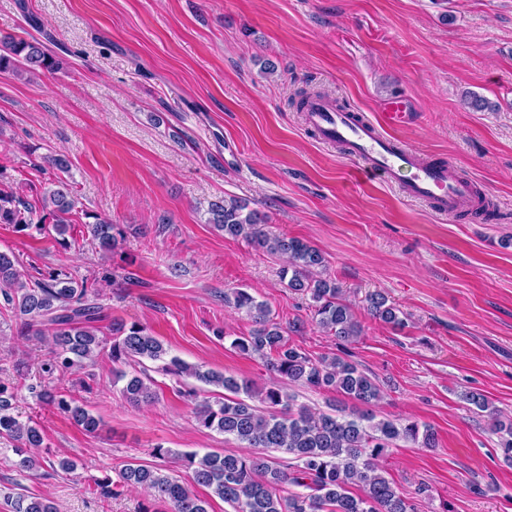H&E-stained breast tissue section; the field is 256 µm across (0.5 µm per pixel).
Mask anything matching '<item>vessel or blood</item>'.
Listing matches in <instances>:
<instances>
[{
  "mask_svg": "<svg viewBox=\"0 0 512 512\" xmlns=\"http://www.w3.org/2000/svg\"><path fill=\"white\" fill-rule=\"evenodd\" d=\"M305 121L322 143L338 145L360 165V173L396 185L413 200L438 213L459 216L482 210L476 184L444 163L425 161L390 131L407 119L401 100L388 102L379 120L369 121L328 98L311 100Z\"/></svg>",
  "mask_w": 512,
  "mask_h": 512,
  "instance_id": "b4317fda",
  "label": "vessel or blood"
}]
</instances>
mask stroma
<instances>
[{"mask_svg": "<svg viewBox=\"0 0 512 512\" xmlns=\"http://www.w3.org/2000/svg\"><path fill=\"white\" fill-rule=\"evenodd\" d=\"M27 33L51 37L62 68L0 72V168L36 204L54 177L38 159L67 158L76 245L0 224V251L26 269L95 281L109 319L142 324L171 354L261 391L273 377L231 347L254 324L225 304V290L248 289L281 323L302 322L289 339L313 357L337 350L308 297L282 281V256L207 222L219 197L265 213L269 232L319 249L343 289L363 326L350 358L383 388L377 417L437 436L432 448L388 449L387 477L416 512H512V462L461 398L483 394L512 417V0H0V37ZM302 90L373 120L387 101L406 100L410 119L392 136L471 177L500 221L443 216L359 176L357 162L306 126L295 106ZM471 93L488 109L465 107ZM90 213L123 229L115 252L91 243ZM373 291L404 312L405 326L367 315ZM19 323L0 304V380L47 452L78 467L30 476L0 441V512L18 491L57 512H164L137 489L95 492V479L131 461L162 466L209 512H229L193 484L182 455L240 445L198 424L175 377L154 374L155 402L136 406L113 386L108 355L56 374L54 386L100 419L84 432L29 394L52 338L21 335ZM158 443L169 456H153Z\"/></svg>", "mask_w": 512, "mask_h": 512, "instance_id": "stroma-1", "label": "stroma"}]
</instances>
